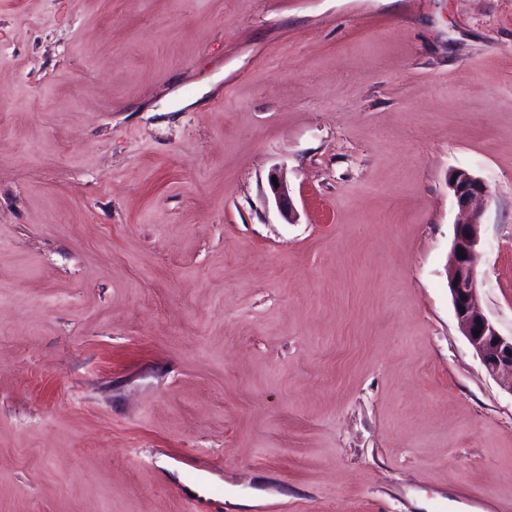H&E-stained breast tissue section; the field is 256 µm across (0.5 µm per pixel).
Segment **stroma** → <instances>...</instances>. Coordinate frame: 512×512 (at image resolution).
Masks as SVG:
<instances>
[{
	"label": "stroma",
	"mask_w": 512,
	"mask_h": 512,
	"mask_svg": "<svg viewBox=\"0 0 512 512\" xmlns=\"http://www.w3.org/2000/svg\"><path fill=\"white\" fill-rule=\"evenodd\" d=\"M458 168L511 336L512 0H0V512H512ZM448 187L459 209L468 215L456 224L448 263V288L461 332L480 358L486 372L512 394V336L501 335L483 312L478 288L477 256L481 244V204L488 196L486 182L475 172L458 169ZM464 252L465 258L459 257ZM479 329L480 334L475 335ZM272 177L277 178L278 186H275L272 181ZM272 184V190L274 192L275 203L281 216L292 224L295 221V211L293 208V202L290 196V190L283 173L280 171L275 172L270 178Z\"/></svg>",
	"instance_id": "stroma-1"
}]
</instances>
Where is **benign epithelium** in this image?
I'll return each mask as SVG.
<instances>
[{
	"label": "benign epithelium",
	"mask_w": 512,
	"mask_h": 512,
	"mask_svg": "<svg viewBox=\"0 0 512 512\" xmlns=\"http://www.w3.org/2000/svg\"><path fill=\"white\" fill-rule=\"evenodd\" d=\"M272 186L281 216L292 224L295 211L283 173L276 172ZM448 187L467 221L456 225L448 263V288L461 332L480 358L486 372L512 394V336L501 335L483 312L478 288L477 256L481 244V204L488 196L486 182L475 172L458 169L448 178ZM465 257H459V253ZM480 334H475V330Z\"/></svg>",
	"instance_id": "benign-epithelium-1"
}]
</instances>
